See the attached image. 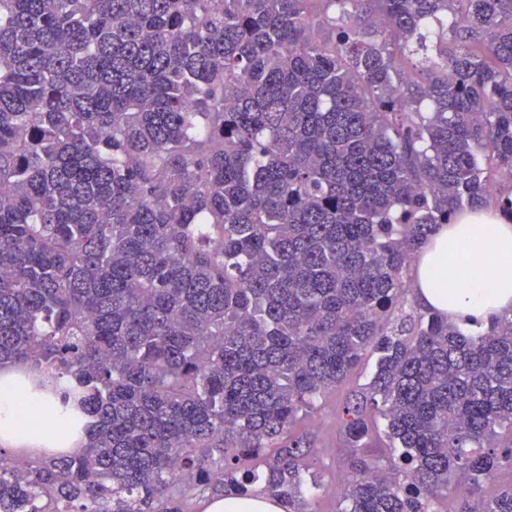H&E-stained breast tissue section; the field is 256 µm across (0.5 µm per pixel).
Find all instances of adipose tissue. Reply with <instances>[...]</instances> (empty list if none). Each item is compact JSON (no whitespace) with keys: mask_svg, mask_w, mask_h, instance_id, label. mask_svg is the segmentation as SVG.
I'll list each match as a JSON object with an SVG mask.
<instances>
[{"mask_svg":"<svg viewBox=\"0 0 512 512\" xmlns=\"http://www.w3.org/2000/svg\"><path fill=\"white\" fill-rule=\"evenodd\" d=\"M464 242L468 251L450 256L449 243ZM512 256V223L493 208L460 215L441 225L424 246L412 273L418 303L456 323H487L512 312V266L483 276L481 270L499 258ZM54 394L40 393L24 369L0 370V446L29 454H58L71 444V425L57 411ZM199 512H284L262 494L213 496L202 500Z\"/></svg>","mask_w":512,"mask_h":512,"instance_id":"ef3b65f1","label":"adipose tissue"}]
</instances>
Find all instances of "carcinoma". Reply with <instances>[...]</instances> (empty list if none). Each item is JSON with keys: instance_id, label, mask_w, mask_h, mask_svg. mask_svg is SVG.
Returning <instances> with one entry per match:
<instances>
[{"instance_id": "1", "label": "carcinoma", "mask_w": 512, "mask_h": 512, "mask_svg": "<svg viewBox=\"0 0 512 512\" xmlns=\"http://www.w3.org/2000/svg\"><path fill=\"white\" fill-rule=\"evenodd\" d=\"M507 172L512 0H0V368L88 420L0 512H316L293 426L373 355L338 512H512V317L404 311ZM185 495L194 512H284L282 506L263 494L251 493V496L245 497H208L211 496L208 491L203 492L201 487H194V489L186 488ZM198 504L199 509L197 510Z\"/></svg>"}]
</instances>
